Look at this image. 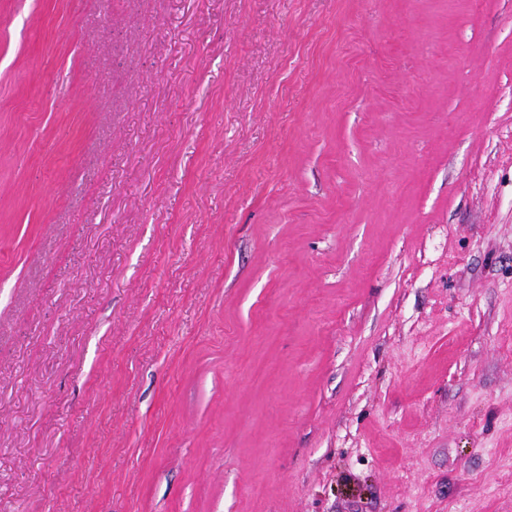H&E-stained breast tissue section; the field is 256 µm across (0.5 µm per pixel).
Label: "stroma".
I'll return each mask as SVG.
<instances>
[{"label": "stroma", "instance_id": "35a3bbf8", "mask_svg": "<svg viewBox=\"0 0 512 512\" xmlns=\"http://www.w3.org/2000/svg\"><path fill=\"white\" fill-rule=\"evenodd\" d=\"M0 512H512V0H0Z\"/></svg>", "mask_w": 512, "mask_h": 512}]
</instances>
